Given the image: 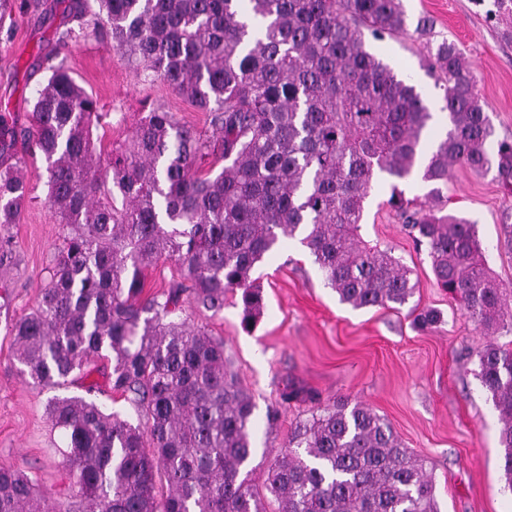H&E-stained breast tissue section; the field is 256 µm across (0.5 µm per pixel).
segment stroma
Listing matches in <instances>:
<instances>
[{"label":"stroma","mask_w":512,"mask_h":512,"mask_svg":"<svg viewBox=\"0 0 512 512\" xmlns=\"http://www.w3.org/2000/svg\"><path fill=\"white\" fill-rule=\"evenodd\" d=\"M403 4L410 22L429 18L431 32L370 39L367 48L435 104L440 91L427 66V51L445 40L455 43L471 66L494 140L512 139V41L503 36L512 17L489 19L493 0ZM92 19L89 13L76 17L71 0H29L27 8L0 19V113L7 115L10 131L29 127L36 92L61 62L97 99L103 118L92 133L104 147L125 143L156 107L172 112L180 123L209 130L206 112L162 81H142L111 37L60 42L62 31ZM13 152L26 159L28 198L11 227L12 261L0 268L11 289L8 302L0 301V464L21 467L40 491L61 499L67 487L59 454L63 438L46 416L54 392L19 375L9 327L36 305L64 231L47 203L44 160L25 156L19 144ZM389 194L387 182H379L366 202L360 236L413 270L419 288L408 307L355 309L339 302L308 252L298 241L285 239L253 271L265 311L252 330L242 328L239 297L232 293L225 295L220 312L187 303L183 314L223 340L232 370L254 398L255 452L249 467L255 484L263 483L297 422L318 406L345 399L384 416L405 447L426 461L441 512H512V494L504 490L499 414L476 377L478 353L489 337L438 288L426 251L416 249L389 211ZM448 198L450 210L475 224L497 280L512 287V248L502 230L512 215V197L494 173L457 165ZM428 309L440 311L442 323L426 330L415 327L414 312ZM286 392L294 395L287 403L281 400ZM275 404L280 417L271 427L266 413Z\"/></svg>","instance_id":"obj_1"}]
</instances>
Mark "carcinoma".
Here are the masks:
<instances>
[{"mask_svg": "<svg viewBox=\"0 0 512 512\" xmlns=\"http://www.w3.org/2000/svg\"><path fill=\"white\" fill-rule=\"evenodd\" d=\"M112 41L179 96L210 113L211 134L154 108L107 158L88 124L98 102L60 63L37 91L29 151L47 163L48 205L64 246L36 307L11 328L22 377L59 387L97 360L109 386L143 413L134 424L84 396L47 413L68 500L50 501L29 475L0 465V512H266L244 465L254 452L252 395L224 359V342L176 317L189 300L224 309L239 294L253 329L264 299L252 273L281 239L297 238L325 284L354 309H398L413 270L360 238L364 201L391 182L386 205L431 261L438 287L495 336L512 332V289L490 274L475 227L448 211L456 164L495 170L512 195V140L493 134L461 52L433 54L451 128L426 149L432 112L416 87L365 47L407 29L402 0H96ZM219 155L224 167L198 162ZM25 160L0 169V264L26 201ZM419 173L430 189L408 198ZM121 205H116V200ZM176 262L184 280L143 296L145 267ZM477 377L499 411L505 488L512 491V346L491 341ZM278 512H440L424 461L390 423L342 402L296 424L269 465Z\"/></svg>", "mask_w": 512, "mask_h": 512, "instance_id": "obj_1", "label": "carcinoma"}]
</instances>
